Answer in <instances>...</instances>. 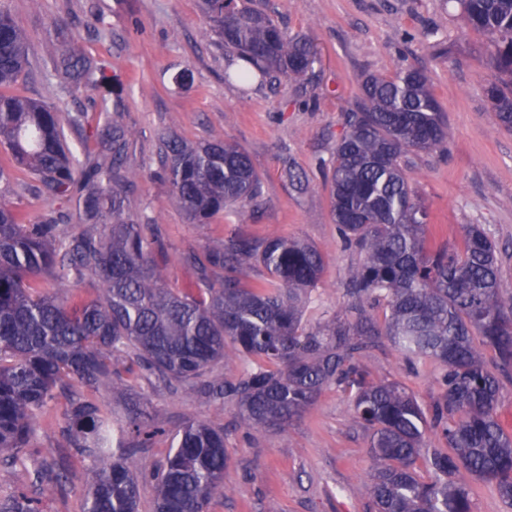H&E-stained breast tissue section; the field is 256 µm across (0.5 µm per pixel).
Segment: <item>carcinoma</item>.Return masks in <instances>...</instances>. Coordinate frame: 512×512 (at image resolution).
Listing matches in <instances>:
<instances>
[{
    "instance_id": "cac0c4a2",
    "label": "carcinoma",
    "mask_w": 512,
    "mask_h": 512,
    "mask_svg": "<svg viewBox=\"0 0 512 512\" xmlns=\"http://www.w3.org/2000/svg\"><path fill=\"white\" fill-rule=\"evenodd\" d=\"M463 23L489 38L498 72L512 79V0H455ZM224 50L246 63L225 79L254 75L304 79L315 55L309 39L291 36L270 16L237 0H203ZM27 37L0 0V88L23 72ZM54 70L70 93H99L100 118L85 135L93 150L75 159L58 109L0 93V148L13 167L55 200L73 202L97 232L64 235L61 216L26 224L0 198V455L38 452L41 419L72 383L126 388L122 441L112 443V414L69 398L67 432L92 478L85 512H139V480L130 454L150 448L162 430L130 380L153 377L231 403L249 430H284L321 391L335 385L369 433L372 512H473L469 480L495 484L512 504V432L497 417L504 383L512 384V293L502 290L498 251L480 224L464 227L460 248L427 245L428 212L414 201L402 158L438 153L447 140L428 72L415 65L392 78L366 75L346 113L327 175L331 213L348 249L362 256L347 292L355 322L336 317L302 326L301 305L321 279L325 259L314 245L270 234L260 241L235 229L187 262L197 292L165 287L157 256L165 244L129 214L134 186L127 167L129 133L112 118L108 67L64 46ZM499 126L512 128V91L488 89ZM161 170L187 218L203 225L224 210L254 203L259 176L237 145L162 138ZM267 271L255 285L244 264ZM97 278V295L70 305L42 288L53 280ZM384 302V331L363 308ZM388 337L408 360L441 366L440 397L423 407L397 383H378L363 363L375 337ZM493 352L486 361L479 348ZM251 365L227 380L212 368L229 355ZM435 437L442 448L427 447ZM224 429L188 417L172 436L156 475L155 512H208L224 492ZM0 512H40L20 489Z\"/></svg>"
}]
</instances>
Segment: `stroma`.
Masks as SVG:
<instances>
[{
	"instance_id": "1",
	"label": "stroma",
	"mask_w": 512,
	"mask_h": 512,
	"mask_svg": "<svg viewBox=\"0 0 512 512\" xmlns=\"http://www.w3.org/2000/svg\"><path fill=\"white\" fill-rule=\"evenodd\" d=\"M6 2L28 35L29 56L10 93L52 103L63 113H84L87 125H95L94 93L70 95L54 71L61 24L72 35V47L105 61L115 77L123 99L118 116L133 143L130 213L139 223L159 225L167 287L193 288L195 272L186 255L202 252L228 227L255 238L275 232L311 242L325 255V273L304 303L303 326L314 330L346 316L344 283L359 256L344 248L332 220L325 175L345 114L360 95L361 77H391L415 64L429 72L448 131L445 154L418 152L407 164L410 187L429 213L428 242L458 247L465 225H483L499 248L501 281L512 291V130L497 125L487 97L502 76L486 49V35L464 25L454 0H246L288 34L312 41L316 62L301 85L284 78L225 79L228 58L201 0ZM184 70L191 80L181 86L174 77ZM168 134L193 144L219 139L241 147L261 179L256 203L228 206L203 228L188 223L159 175L160 139ZM286 162L303 181V191L283 180ZM0 194L25 221L60 210L68 213L69 224L78 222L74 205L49 199L32 179L2 182ZM365 363L374 380L405 385L422 405L440 395L438 365L421 360L409 367L389 342L372 349ZM135 389L165 430L153 447L133 456L140 512H152V474L166 455L168 433L187 416L224 430V492L212 499L209 512H367L372 461L366 434L341 389L325 388L283 432L246 430L232 404L196 392H174L144 378ZM66 405V396H59L44 414L41 455L13 464L22 480L43 466L66 473L63 484L32 486L41 512H80L91 480L68 441Z\"/></svg>"
}]
</instances>
